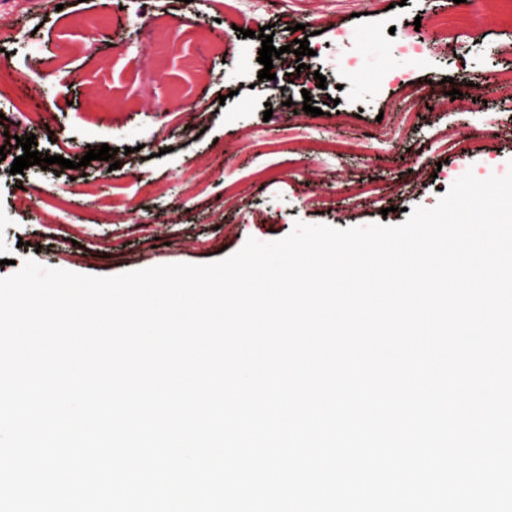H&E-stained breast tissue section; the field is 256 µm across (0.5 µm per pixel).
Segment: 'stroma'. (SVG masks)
I'll list each match as a JSON object with an SVG mask.
<instances>
[{"mask_svg":"<svg viewBox=\"0 0 512 512\" xmlns=\"http://www.w3.org/2000/svg\"><path fill=\"white\" fill-rule=\"evenodd\" d=\"M61 10L20 14L21 38L0 52L8 74L45 76L43 117L31 132L38 152L116 149L119 169H27L0 162V278L30 258L50 268L98 276L160 264H204L238 251L248 238L270 242L296 221L336 228L400 224L440 198L433 175L453 184L466 172L505 174L512 167V94L485 79L512 68V0H60ZM455 16L435 26V17ZM166 27L177 51L156 62L144 50L153 26ZM268 27L280 59L277 77L294 74L291 111L265 117L270 80L259 79ZM346 30L338 41L336 30ZM222 34L224 53L207 52ZM308 39L307 65L325 76L306 114L286 52ZM415 40L423 60L396 55ZM359 67L343 74L348 54ZM203 73L188 77L185 57ZM409 81L378 85L388 69ZM460 90L455 100L446 94ZM194 109L190 124L171 109ZM414 107L412 125L388 112ZM468 136L467 156L446 165L439 137ZM340 141L336 154L310 150L316 139Z\"/></svg>","mask_w":512,"mask_h":512,"instance_id":"stroma-1","label":"stroma"}]
</instances>
